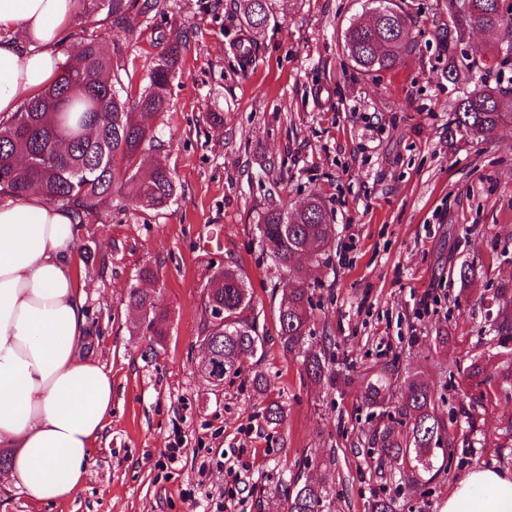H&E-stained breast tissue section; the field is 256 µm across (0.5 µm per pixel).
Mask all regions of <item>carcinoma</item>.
I'll return each mask as SVG.
<instances>
[{"mask_svg": "<svg viewBox=\"0 0 512 512\" xmlns=\"http://www.w3.org/2000/svg\"><path fill=\"white\" fill-rule=\"evenodd\" d=\"M371 16L351 24L344 36L345 49L362 72L389 70L409 49V16L395 0H368ZM474 11L463 14L448 0L453 32L461 37L474 25L489 32L512 34V15L498 12L497 0H473ZM105 20L128 36L140 37L136 20L157 11L161 0H105ZM243 24L251 30L265 28L273 18L271 0H239ZM117 45L107 53L94 39L83 43L75 66L66 65L56 81L28 97L20 110L0 117V197L16 198L29 193L69 211L79 224L99 215L100 207L117 189L135 207L163 208L175 197L172 174L154 167L147 178L139 176L146 163L145 145L153 143L150 120L161 114L167 103L170 78L181 59V44L168 45L151 70L149 84L140 96L130 99L128 88L114 58ZM512 121V112L503 111L499 94L479 89L465 96L455 112V130L467 136L489 138L503 123ZM262 246L277 268L288 270V279L279 283L283 296L278 309V337L283 351L303 354L309 378L322 376L321 356L306 347L310 319L309 288L293 267L296 257H319L331 243L334 228L326 210L312 197L295 211L273 208L265 212L259 225ZM128 304L141 312L146 329L161 343L166 336L162 313L152 296L138 288L128 294ZM204 318L201 333L210 340L217 358L239 370L244 361L264 346L266 333L259 330L252 304V292L244 277L230 268L217 269L202 294ZM224 312L214 321L207 315ZM494 340L501 348L512 343V312L499 315ZM475 386L469 398L473 408L484 406L499 393L512 390V371L501 380L487 372L481 359L466 368ZM388 374H373L362 398L379 405L390 391ZM435 393L421 379L410 382L399 406L409 430L397 440L385 434L379 451L388 456L410 457L414 468L430 471L437 450L452 445L451 437L435 413ZM288 512H321L323 496L319 488L304 483L287 491Z\"/></svg>", "mask_w": 512, "mask_h": 512, "instance_id": "1", "label": "carcinoma"}]
</instances>
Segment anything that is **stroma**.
<instances>
[{"label":"stroma","mask_w":512,"mask_h":512,"mask_svg":"<svg viewBox=\"0 0 512 512\" xmlns=\"http://www.w3.org/2000/svg\"><path fill=\"white\" fill-rule=\"evenodd\" d=\"M411 48L392 70L364 73L344 32L367 0H272L262 30L240 21L237 0H164L127 39L105 21L103 0H77L59 48L75 59L85 38L122 46L126 83L141 92L165 44L184 37L165 112L153 119L152 162L174 175L167 207L135 209L120 191L82 226L75 259L86 291V356L112 369V420L90 459L83 490L65 506H33L0 483V512H218L225 472L217 457L250 458L234 512H287L293 479L326 491L323 512H442L470 468L512 472V399L497 397L469 425L463 371L512 366L493 324L512 300V124L489 139L451 134L457 102L492 86L512 105V38L451 27L448 0H398ZM253 40L245 70L239 41ZM221 121L214 122L210 113ZM317 195L335 226L325 255L296 260L312 304L306 336L325 355L320 381L284 353L278 307L285 274L259 232L271 208L295 210ZM470 265L472 282L458 271ZM151 267L156 278L139 277ZM240 268L268 339L222 388L200 376L202 287ZM151 292L168 334L152 345L130 288ZM436 289L438 302L419 301ZM447 344H437L438 336ZM392 374L385 404H363L371 375ZM269 386L257 388L255 374ZM434 390L455 440L443 465L412 471L381 455L388 431L405 432L398 406L409 379ZM280 420H269L271 404ZM182 455L169 462L168 448Z\"/></svg>","instance_id":"35a3bbf8"}]
</instances>
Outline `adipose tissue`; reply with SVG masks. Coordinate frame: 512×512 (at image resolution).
I'll return each mask as SVG.
<instances>
[{
	"instance_id": "adipose-tissue-1",
	"label": "adipose tissue",
	"mask_w": 512,
	"mask_h": 512,
	"mask_svg": "<svg viewBox=\"0 0 512 512\" xmlns=\"http://www.w3.org/2000/svg\"><path fill=\"white\" fill-rule=\"evenodd\" d=\"M76 0H0V113L59 74ZM79 229L40 195L0 204V480L30 503L63 505L88 479L112 418V371L83 357L85 299L74 272ZM444 512H512V473L470 470Z\"/></svg>"
}]
</instances>
